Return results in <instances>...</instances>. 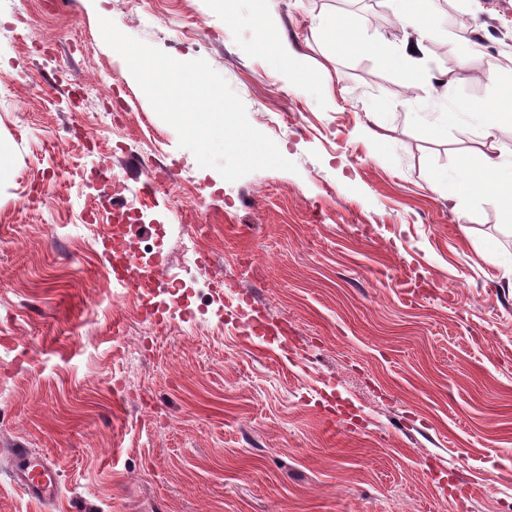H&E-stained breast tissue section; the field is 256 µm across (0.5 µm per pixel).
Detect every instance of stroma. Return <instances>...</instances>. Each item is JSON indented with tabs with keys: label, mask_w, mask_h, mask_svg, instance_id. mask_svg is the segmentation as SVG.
<instances>
[{
	"label": "stroma",
	"mask_w": 512,
	"mask_h": 512,
	"mask_svg": "<svg viewBox=\"0 0 512 512\" xmlns=\"http://www.w3.org/2000/svg\"><path fill=\"white\" fill-rule=\"evenodd\" d=\"M258 0H0V512H512V218L475 198L461 228L433 173L512 151L423 122L429 80L335 50L341 17L396 46L387 0H268L315 74L290 90L262 50ZM202 58L296 172L229 182L178 145L99 17ZM432 73L458 101L512 85V0H439ZM481 44L469 53L461 31ZM382 136L371 141L367 129ZM153 203L127 237L160 265L147 317L117 287L114 207ZM209 225L185 268L187 225ZM223 277L213 303L186 296ZM59 466L56 500L15 484L9 451Z\"/></svg>",
	"instance_id": "1"
}]
</instances>
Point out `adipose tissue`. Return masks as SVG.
<instances>
[{
  "label": "adipose tissue",
  "instance_id": "1",
  "mask_svg": "<svg viewBox=\"0 0 512 512\" xmlns=\"http://www.w3.org/2000/svg\"><path fill=\"white\" fill-rule=\"evenodd\" d=\"M390 3L394 18L404 33L396 53L402 60L403 86L410 89L426 73L424 43L432 32L429 19L437 8V0H390ZM258 22L263 43L280 61L289 88L306 90L310 74L288 41L274 36L275 19L272 14L259 12ZM453 88V79H438L436 99L441 109L433 113L434 123L454 128L462 140L470 138L476 125L488 139L494 137L502 126H512V97L488 106H467L456 102ZM429 187L433 192L448 197L449 201L459 203L460 223L473 222V213L464 208L463 203L475 197L492 198L501 210L512 215V159L488 156L477 165L468 156H460L454 175L434 174Z\"/></svg>",
  "mask_w": 512,
  "mask_h": 512
}]
</instances>
